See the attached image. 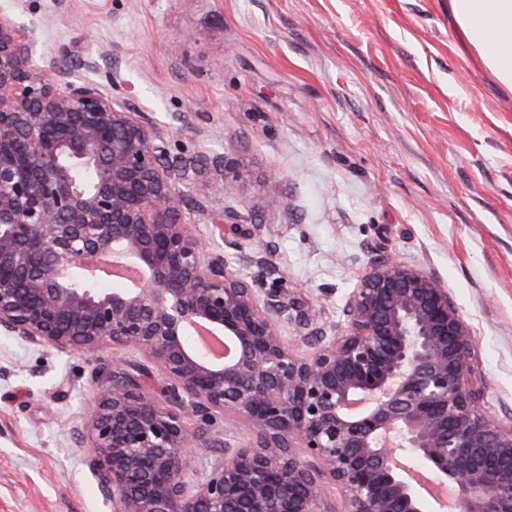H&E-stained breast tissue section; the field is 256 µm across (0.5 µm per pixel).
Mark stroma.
Returning <instances> with one entry per match:
<instances>
[{
  "instance_id": "obj_1",
  "label": "stroma",
  "mask_w": 512,
  "mask_h": 512,
  "mask_svg": "<svg viewBox=\"0 0 512 512\" xmlns=\"http://www.w3.org/2000/svg\"><path fill=\"white\" fill-rule=\"evenodd\" d=\"M191 166L189 218L239 276L336 324L393 254L449 289L481 404L512 420V89L458 49L448 0H0ZM94 58L98 69L83 62ZM229 163L218 189L216 157ZM278 171L281 179L269 178ZM281 196L284 211L267 206ZM238 211V241L213 215ZM0 333V512H107L81 430L94 369Z\"/></svg>"
}]
</instances>
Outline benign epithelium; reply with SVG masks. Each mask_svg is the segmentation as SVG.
<instances>
[{
  "instance_id": "benign-epithelium-1",
  "label": "benign epithelium",
  "mask_w": 512,
  "mask_h": 512,
  "mask_svg": "<svg viewBox=\"0 0 512 512\" xmlns=\"http://www.w3.org/2000/svg\"><path fill=\"white\" fill-rule=\"evenodd\" d=\"M187 178L133 103L0 12V330L77 354L134 346L164 378L157 393L95 371L84 453L111 512H512V423L480 406L447 287L375 258L324 328L195 232ZM212 220L249 236L235 213ZM117 251L140 286L102 292L82 259ZM195 325L233 355L191 342ZM227 413L251 440L198 468Z\"/></svg>"
}]
</instances>
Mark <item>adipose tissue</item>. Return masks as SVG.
Here are the masks:
<instances>
[{
	"label": "adipose tissue",
	"instance_id": "adipose-tissue-1",
	"mask_svg": "<svg viewBox=\"0 0 512 512\" xmlns=\"http://www.w3.org/2000/svg\"><path fill=\"white\" fill-rule=\"evenodd\" d=\"M448 16L459 32L461 52L475 55L512 88V0H448Z\"/></svg>",
	"mask_w": 512,
	"mask_h": 512
}]
</instances>
